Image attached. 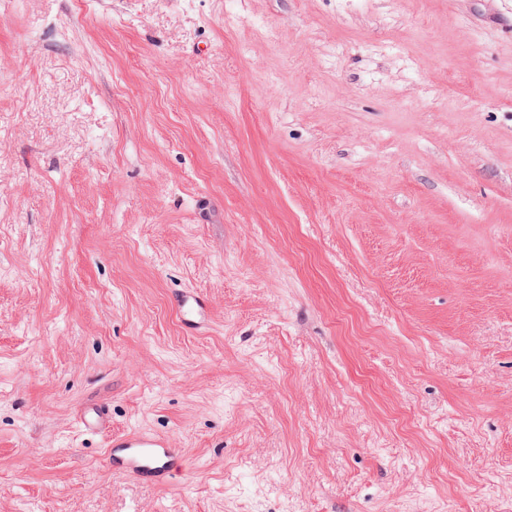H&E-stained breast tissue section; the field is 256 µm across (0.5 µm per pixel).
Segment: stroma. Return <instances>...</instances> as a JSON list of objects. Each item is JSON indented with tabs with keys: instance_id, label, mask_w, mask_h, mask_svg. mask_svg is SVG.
I'll list each match as a JSON object with an SVG mask.
<instances>
[{
	"instance_id": "obj_1",
	"label": "stroma",
	"mask_w": 512,
	"mask_h": 512,
	"mask_svg": "<svg viewBox=\"0 0 512 512\" xmlns=\"http://www.w3.org/2000/svg\"><path fill=\"white\" fill-rule=\"evenodd\" d=\"M0 512H512V0H0ZM175 309L184 328L199 330L209 318L210 305L208 299L198 292H184L175 301ZM180 459L181 450L170 439L147 432L112 439L107 451L115 473L160 483L171 481Z\"/></svg>"
}]
</instances>
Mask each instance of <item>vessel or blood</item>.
I'll list each match as a JSON object with an SVG mask.
<instances>
[{"instance_id":"b4317fda","label":"vessel or blood","mask_w":512,"mask_h":512,"mask_svg":"<svg viewBox=\"0 0 512 512\" xmlns=\"http://www.w3.org/2000/svg\"><path fill=\"white\" fill-rule=\"evenodd\" d=\"M184 328H203L209 318L208 299L198 292H185L175 301ZM181 451L170 439L147 432L135 433L110 442L107 460L113 471L142 480L167 483L179 469Z\"/></svg>"}]
</instances>
